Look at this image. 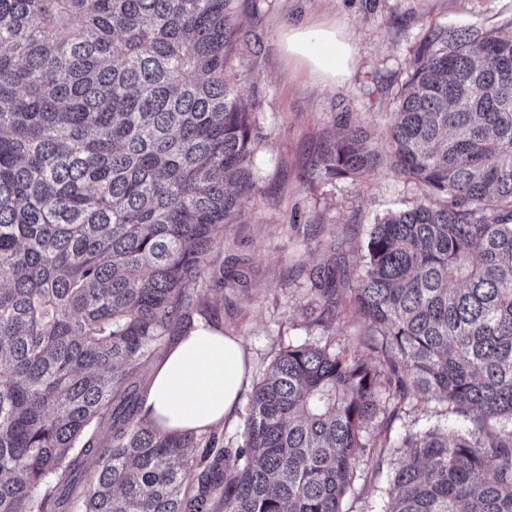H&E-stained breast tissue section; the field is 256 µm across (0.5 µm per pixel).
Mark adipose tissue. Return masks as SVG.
Wrapping results in <instances>:
<instances>
[{
    "mask_svg": "<svg viewBox=\"0 0 512 512\" xmlns=\"http://www.w3.org/2000/svg\"><path fill=\"white\" fill-rule=\"evenodd\" d=\"M289 59L323 85L342 83L356 54L339 28L308 26L285 38ZM246 375L242 345L218 325H198L154 363L144 402L147 422L170 432L212 430L240 405Z\"/></svg>",
    "mask_w": 512,
    "mask_h": 512,
    "instance_id": "adipose-tissue-1",
    "label": "adipose tissue"
}]
</instances>
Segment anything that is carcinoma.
<instances>
[{"instance_id":"cac0c4a2","label":"carcinoma","mask_w":512,"mask_h":512,"mask_svg":"<svg viewBox=\"0 0 512 512\" xmlns=\"http://www.w3.org/2000/svg\"><path fill=\"white\" fill-rule=\"evenodd\" d=\"M239 7L0 0V512H348L387 448L405 463L382 512H512L511 36L427 32L389 120L422 201L372 225L355 273L307 274L317 325L354 284L376 358L280 350L234 447L144 421L252 187ZM339 123L326 174L384 163ZM432 404L471 427L391 439Z\"/></svg>"}]
</instances>
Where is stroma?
Masks as SVG:
<instances>
[{"label": "stroma", "instance_id": "1", "mask_svg": "<svg viewBox=\"0 0 512 512\" xmlns=\"http://www.w3.org/2000/svg\"><path fill=\"white\" fill-rule=\"evenodd\" d=\"M240 18L232 76L258 132L253 186L214 254L216 262L231 265L233 277L204 295L225 334L241 339L249 366L244 400L223 426L232 442L240 438L253 384L283 347L331 338L338 348L372 356L366 326L348 303L339 304L329 327L311 323L301 270L325 263L333 244L348 265L360 264L371 224L416 203L420 193L386 163L355 178L325 175L319 156L340 131L338 116L365 127L374 147L388 152V119L426 32L440 26L505 29L512 0H242ZM302 23L333 24L352 37L357 58L342 84L322 87L284 55L283 33ZM437 426L462 430L466 423L429 406L396 421L392 434ZM403 461L387 451L380 469L360 465L350 512H381L390 476Z\"/></svg>", "mask_w": 512, "mask_h": 512}]
</instances>
